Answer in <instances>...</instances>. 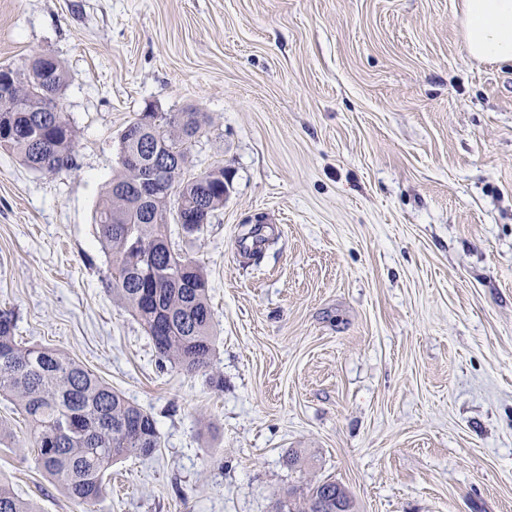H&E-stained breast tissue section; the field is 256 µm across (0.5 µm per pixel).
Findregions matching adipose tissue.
Wrapping results in <instances>:
<instances>
[{"label": "adipose tissue", "instance_id": "adipose-tissue-1", "mask_svg": "<svg viewBox=\"0 0 512 512\" xmlns=\"http://www.w3.org/2000/svg\"><path fill=\"white\" fill-rule=\"evenodd\" d=\"M463 13L468 55L512 63V0H463Z\"/></svg>", "mask_w": 512, "mask_h": 512}]
</instances>
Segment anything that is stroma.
Returning <instances> with one entry per match:
<instances>
[{"label":"stroma","instance_id":"obj_1","mask_svg":"<svg viewBox=\"0 0 512 512\" xmlns=\"http://www.w3.org/2000/svg\"><path fill=\"white\" fill-rule=\"evenodd\" d=\"M48 53L75 170L0 150V311L151 415L160 446L94 503L38 467L0 395V477L38 512H512V66L470 57L462 0H0V66ZM203 112L189 169L230 191L203 233L207 371L159 366L112 296L94 210L145 108ZM268 241L248 257L244 233ZM300 462L288 467L289 452ZM352 509L343 488L336 481L328 480L308 487L299 498L297 489H289L274 505L275 512H352Z\"/></svg>","mask_w":512,"mask_h":512}]
</instances>
